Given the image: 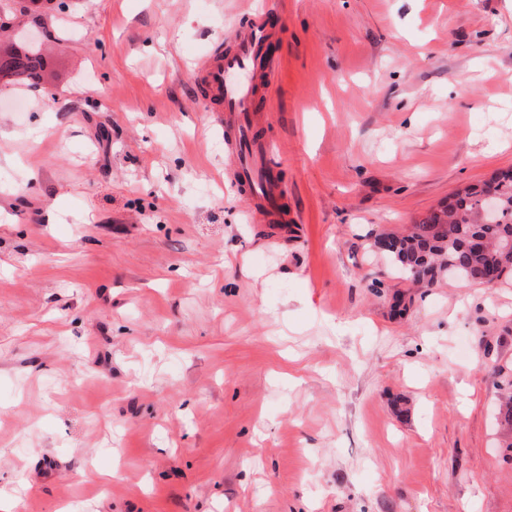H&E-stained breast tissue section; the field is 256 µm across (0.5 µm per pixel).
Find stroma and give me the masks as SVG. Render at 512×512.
<instances>
[{"label":"stroma","instance_id":"35a3bbf8","mask_svg":"<svg viewBox=\"0 0 512 512\" xmlns=\"http://www.w3.org/2000/svg\"><path fill=\"white\" fill-rule=\"evenodd\" d=\"M291 218L194 80L248 4ZM0 87V494L16 512H512V279L371 249L512 168V0H70Z\"/></svg>","mask_w":512,"mask_h":512}]
</instances>
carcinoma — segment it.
<instances>
[{"instance_id": "carcinoma-1", "label": "carcinoma", "mask_w": 512, "mask_h": 512, "mask_svg": "<svg viewBox=\"0 0 512 512\" xmlns=\"http://www.w3.org/2000/svg\"><path fill=\"white\" fill-rule=\"evenodd\" d=\"M375 247L428 288L441 276L467 285L512 276V169L455 192L404 231L377 237Z\"/></svg>"}]
</instances>
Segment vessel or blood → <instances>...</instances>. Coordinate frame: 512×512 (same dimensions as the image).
<instances>
[{"label": "vessel or blood", "mask_w": 512, "mask_h": 512, "mask_svg": "<svg viewBox=\"0 0 512 512\" xmlns=\"http://www.w3.org/2000/svg\"><path fill=\"white\" fill-rule=\"evenodd\" d=\"M249 17L250 25L239 35L234 50L213 52L196 78L217 122L235 131L230 158L239 187L267 220L284 222L288 211L279 205L282 189L272 169L257 167L269 146L255 136L252 109L258 93L270 92L274 83L275 66L265 52L273 32L260 9L250 10Z\"/></svg>", "instance_id": "b4317fda"}]
</instances>
